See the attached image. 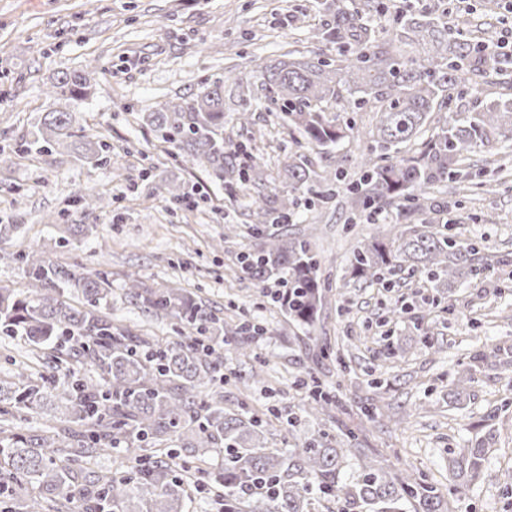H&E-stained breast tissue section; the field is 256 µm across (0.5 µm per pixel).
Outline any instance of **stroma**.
<instances>
[{
    "mask_svg": "<svg viewBox=\"0 0 512 512\" xmlns=\"http://www.w3.org/2000/svg\"><path fill=\"white\" fill-rule=\"evenodd\" d=\"M364 0H0V286L21 288L26 274L16 256L35 250L59 263H79L107 272L112 317L160 342L176 340L169 320L142 312L125 298L130 275L152 286L175 284L195 293L222 317L232 311L265 326L251 349L263 362L260 380L232 352L224 365L230 378L226 404H246L255 414L276 407L294 414L292 430L269 428L277 448L318 432L353 430L351 467L368 455L424 478L447 491L448 451L494 434L480 478L456 504V512H512V368L484 365L468 382L461 405L449 407L448 387L471 353L512 341V291L497 287L512 272V180L493 193L456 198L447 184L431 195L435 228L480 243L488 269L482 279L435 288L425 276L390 275L389 287L350 284L347 271L357 241L375 233L371 224L350 226L343 195L322 209L299 207L289 223L271 233L316 227L320 273L331 288L309 337L271 309L266 291L245 278L236 259L252 222L249 199L225 190L199 167L184 165L175 147L144 123L163 101L179 102L202 82L236 67L252 70L291 49L321 47L336 56L337 44L317 43L312 32L331 28L336 14ZM96 63L90 93L70 102L84 134L112 146L111 168L78 161L71 154L31 149L28 140L46 106L45 91L63 71ZM254 126H241L237 103L224 101L226 159L243 163L237 144L253 128L265 137L252 152L271 186L282 187L283 169L299 136L277 114L258 112ZM176 181L195 191L198 205L172 209L162 192ZM93 188L105 207L86 211L70 201L74 187ZM82 232H73V225ZM239 237L219 247L226 226ZM454 303L455 316L434 310L433 299ZM433 346L425 348L423 336ZM341 350L350 369L338 376L334 360L320 358L322 344ZM401 346L404 359L385 361L387 347ZM387 385L376 395L368 370ZM313 372L331 386L339 405L316 419L294 382ZM376 403L378 416L361 412Z\"/></svg>",
    "mask_w": 512,
    "mask_h": 512,
    "instance_id": "stroma-1",
    "label": "stroma"
}]
</instances>
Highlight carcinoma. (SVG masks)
<instances>
[{
    "label": "carcinoma",
    "mask_w": 512,
    "mask_h": 512,
    "mask_svg": "<svg viewBox=\"0 0 512 512\" xmlns=\"http://www.w3.org/2000/svg\"><path fill=\"white\" fill-rule=\"evenodd\" d=\"M372 10L371 23L339 17L335 27L314 34L319 42L351 38L338 57L293 50L259 66L257 84L251 72L231 69L202 83L188 101L157 104L149 124L185 162L211 171L230 190L247 192L259 224L271 216L288 223L300 194L308 196L310 209L321 207L342 181L352 200L351 226L362 218L374 223L383 205L396 206L406 217L426 215L430 190L442 182L457 193L500 185L502 166L473 172L466 160L476 152L495 154L499 140L512 133V93L486 104L479 100L490 78L508 76L512 58L466 23L448 24L441 2L412 10L376 0ZM95 72L92 64L61 72L46 92L47 106L29 145L74 153L88 163L111 162V145L78 133L73 113L59 107L92 86ZM228 81L237 92L241 124L262 107L280 113L300 136L301 151L289 157L285 187L270 194L256 165L224 167ZM467 98L475 103L471 109L464 107ZM342 101L354 112L373 113L374 123L360 132L367 145L352 160L335 154L354 130L336 114ZM427 125L433 132L418 148ZM311 152L327 165L316 166ZM72 197L85 210L101 201L97 192L81 188ZM257 235L258 249L240 255L242 272L287 285L289 292L275 306L286 321L310 330L325 295L312 234ZM18 260L27 282L21 289L0 288V332L23 339L33 354L62 355L65 367L63 377L51 381L27 367L0 379V512H17L15 494L25 485L38 490L32 509L45 503L52 512H189L188 489L210 484L222 489L224 512H317L320 500L334 502L337 512H452L443 508L438 488L401 470L364 459L359 471L347 474L349 449L327 433L299 448L270 447L265 420L243 405L224 407V359L213 337L224 329V319L203 300L176 286L154 288L129 277L130 302L175 326L178 339L163 346L112 319L105 309L112 295L105 272L62 265L38 252H24ZM404 268L432 283L442 274L450 281L477 280L486 265L475 243L406 227L358 242L350 280L382 283ZM66 288L83 302L71 303ZM487 360L486 353H474L452 385L470 381ZM302 385L309 390L311 415L325 416L337 406L317 376L307 374ZM47 410L52 414L37 434L13 425L18 414ZM116 446H148L156 460L104 479L91 461L98 450ZM490 451L483 441L449 450L448 503L468 492ZM213 452L224 459L218 470L208 467Z\"/></svg>",
    "instance_id": "carcinoma-1"
}]
</instances>
